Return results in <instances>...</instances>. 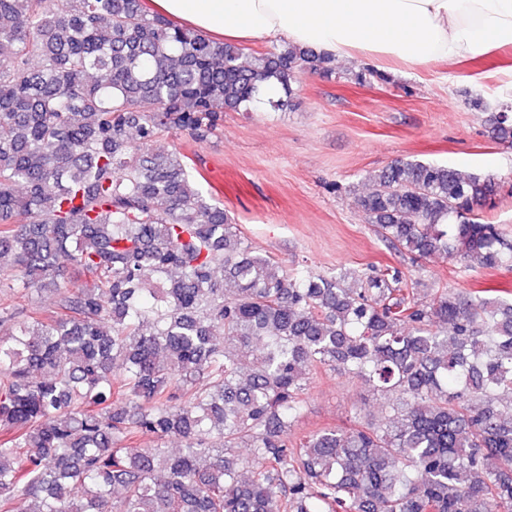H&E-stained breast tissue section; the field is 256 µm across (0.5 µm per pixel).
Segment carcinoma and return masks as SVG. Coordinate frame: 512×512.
<instances>
[{"mask_svg": "<svg viewBox=\"0 0 512 512\" xmlns=\"http://www.w3.org/2000/svg\"><path fill=\"white\" fill-rule=\"evenodd\" d=\"M141 2L0 0V295L55 294L49 315L0 308V512H512V298L425 301L398 267L257 252L152 145L287 110L331 60L214 42ZM488 122L511 148L512 106ZM367 181L386 246L512 270L475 211L497 178L398 159ZM323 371L383 395L382 417L291 441Z\"/></svg>", "mask_w": 512, "mask_h": 512, "instance_id": "carcinoma-1", "label": "carcinoma"}]
</instances>
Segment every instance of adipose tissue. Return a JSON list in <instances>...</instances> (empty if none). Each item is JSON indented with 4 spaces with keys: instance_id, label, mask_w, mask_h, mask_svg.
I'll return each mask as SVG.
<instances>
[{
    "instance_id": "obj_1",
    "label": "adipose tissue",
    "mask_w": 512,
    "mask_h": 512,
    "mask_svg": "<svg viewBox=\"0 0 512 512\" xmlns=\"http://www.w3.org/2000/svg\"><path fill=\"white\" fill-rule=\"evenodd\" d=\"M221 42L276 40L419 68L512 51V0H149Z\"/></svg>"
}]
</instances>
